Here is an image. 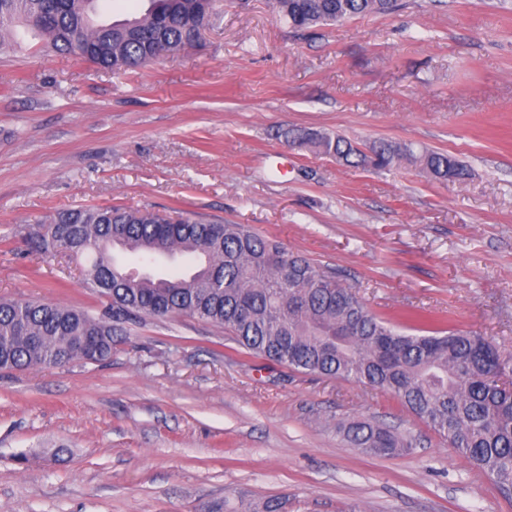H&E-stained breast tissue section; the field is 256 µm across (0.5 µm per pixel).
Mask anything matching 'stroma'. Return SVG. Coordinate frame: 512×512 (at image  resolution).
<instances>
[{"mask_svg":"<svg viewBox=\"0 0 512 512\" xmlns=\"http://www.w3.org/2000/svg\"><path fill=\"white\" fill-rule=\"evenodd\" d=\"M195 45L121 73L0 50V299L99 314L35 220L78 205L246 224L350 286L512 355V0H397L296 30L269 0H216ZM362 150L451 155L348 167L283 130ZM371 418L411 437L374 457L336 434ZM512 512L492 481L384 392L252 358L181 316L131 326L110 361L0 371V512ZM287 139L303 147L315 148L318 153L335 158L337 162L352 167L387 169L402 160L419 164L436 179L448 180L465 175V166L455 157L439 152L418 154L409 145L394 146L380 142L365 154L358 146L339 134L324 131L292 128L284 133Z\"/></svg>","mask_w":512,"mask_h":512,"instance_id":"35a3bbf8","label":"stroma"}]
</instances>
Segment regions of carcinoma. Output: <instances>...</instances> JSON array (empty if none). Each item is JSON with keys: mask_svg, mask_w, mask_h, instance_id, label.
I'll return each instance as SVG.
<instances>
[{"mask_svg": "<svg viewBox=\"0 0 512 512\" xmlns=\"http://www.w3.org/2000/svg\"><path fill=\"white\" fill-rule=\"evenodd\" d=\"M100 0H0V48L18 25L46 37V48L121 71L192 45L209 24L213 0H149L138 16L99 19ZM393 0H272L292 27L309 29L362 13H384ZM291 141L352 167L387 169L403 160L436 179L465 166L444 153L418 154L381 142L365 154L347 138L292 128ZM38 255L86 259L85 287L101 312L35 300L0 301V369L64 366L89 355L112 357L123 325L142 317L186 315L224 328L247 353L298 371L353 379L395 397L512 499V357L485 337L408 316V325L369 311L356 292L308 258L288 253L244 224H214L153 210L79 205L38 221L28 232ZM143 263L186 256L188 274L124 270L120 255ZM355 448L390 456L412 447L374 420L340 422Z\"/></svg>", "mask_w": 512, "mask_h": 512, "instance_id": "obj_1", "label": "carcinoma"}]
</instances>
